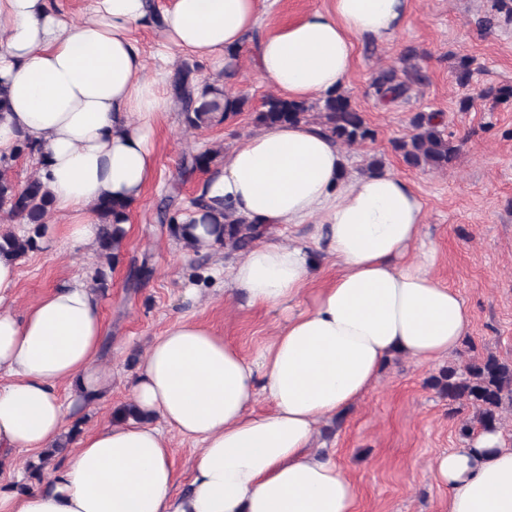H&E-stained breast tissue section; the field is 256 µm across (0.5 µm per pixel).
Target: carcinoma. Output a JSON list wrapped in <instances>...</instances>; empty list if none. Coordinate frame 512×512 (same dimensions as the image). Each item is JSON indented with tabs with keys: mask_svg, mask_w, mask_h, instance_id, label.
<instances>
[{
	"mask_svg": "<svg viewBox=\"0 0 512 512\" xmlns=\"http://www.w3.org/2000/svg\"><path fill=\"white\" fill-rule=\"evenodd\" d=\"M185 78L176 89V95L183 103L184 120L188 128L199 129L214 119V113L222 112V118L229 113L218 102L198 104L194 98V84L189 81L190 68L183 69ZM376 93L386 97L405 94L409 86L395 81V72L388 71L374 81ZM255 123L265 127L283 123H306L318 127L341 146H352L375 140L371 129L361 112L355 109L350 96L344 90H336L315 102L289 101L279 96L269 95L257 112ZM410 135L393 141V149L403 161L413 168L445 169L457 157L458 146L444 135L431 115L419 113L411 121ZM12 165L0 160V222H19L29 226L24 235L8 230L0 233V238L17 258L37 249L38 239L51 212V199L42 182L35 175L19 187L13 181ZM126 205L112 199H103L95 206L99 218L97 248L99 256L105 260L95 270L93 287L103 290L108 287L106 268L112 267L125 237L120 216ZM171 234L185 242V246L198 251L195 240L191 239L190 224L178 223L177 216L167 218ZM224 247L231 251L246 250L260 234L255 224H245L232 214H224ZM473 355L461 367L450 366L430 380V386L448 399V406L454 413L464 409L470 411L462 421L460 436L469 438L476 429H494L503 425L506 416L512 415V362L502 361L492 354L476 355L475 346L468 344Z\"/></svg>",
	"mask_w": 512,
	"mask_h": 512,
	"instance_id": "cac0c4a2",
	"label": "carcinoma"
}]
</instances>
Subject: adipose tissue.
<instances>
[{"mask_svg":"<svg viewBox=\"0 0 512 512\" xmlns=\"http://www.w3.org/2000/svg\"><path fill=\"white\" fill-rule=\"evenodd\" d=\"M265 2L174 0L156 17L148 0H91L75 21L51 0H0V85L9 99L0 159L19 134L36 144L38 174L72 249L95 243L99 200L132 206L153 182L152 138L173 109L166 86L178 55L211 71L198 97L235 101L226 84L248 50L257 79L310 101L347 85L356 39L392 40L410 10V0H331L266 29ZM155 23L160 47L148 59L130 31ZM346 164L342 148L305 123L233 143L201 187L209 213L229 209L270 228L313 225L335 277L312 288L310 252L281 241L214 267L225 292L285 313L256 358L199 323L175 321L128 384L137 420L82 436L35 490L0 483V512H353L350 478L312 447L320 423L369 392L389 357L454 355L471 312L433 273L413 184L386 167L350 176ZM17 286V258L0 253V466L18 451L56 447L68 410L96 406L112 384L97 362L103 318L89 281L57 288L19 316L3 308ZM262 398L269 410L254 412ZM171 432L198 446L188 488L176 496ZM430 471L448 491L447 512H512L503 430L438 453Z\"/></svg>","mask_w":512,"mask_h":512,"instance_id":"ef3b65f1","label":"adipose tissue"}]
</instances>
